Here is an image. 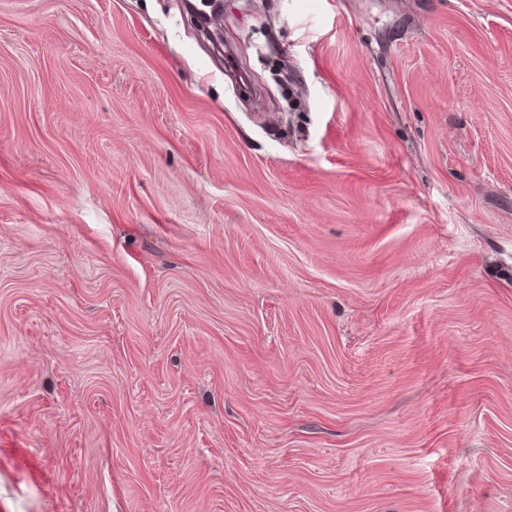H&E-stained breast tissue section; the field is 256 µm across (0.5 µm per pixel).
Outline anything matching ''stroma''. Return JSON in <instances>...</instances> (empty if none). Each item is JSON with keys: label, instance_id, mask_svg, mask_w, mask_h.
<instances>
[{"label": "stroma", "instance_id": "stroma-1", "mask_svg": "<svg viewBox=\"0 0 512 512\" xmlns=\"http://www.w3.org/2000/svg\"><path fill=\"white\" fill-rule=\"evenodd\" d=\"M0 512H512V0H0Z\"/></svg>", "mask_w": 512, "mask_h": 512}]
</instances>
